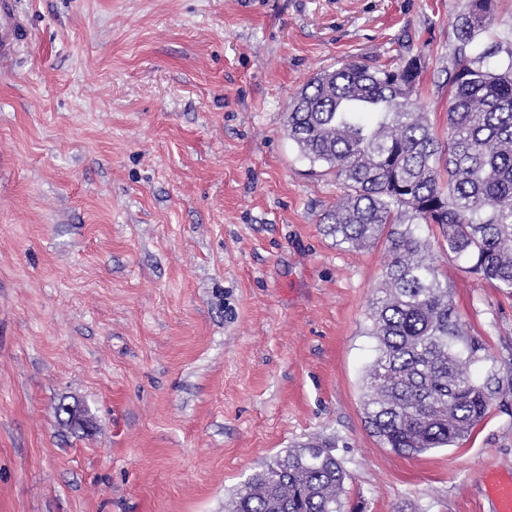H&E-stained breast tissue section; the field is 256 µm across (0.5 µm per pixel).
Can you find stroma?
Masks as SVG:
<instances>
[{
  "mask_svg": "<svg viewBox=\"0 0 512 512\" xmlns=\"http://www.w3.org/2000/svg\"><path fill=\"white\" fill-rule=\"evenodd\" d=\"M464 6L20 0L30 40L0 64V512H224L315 437L346 471L343 512H492L512 295L438 254L494 395L456 445L383 447L362 375L386 242L325 235L341 189L286 129L313 74L414 58L447 142Z\"/></svg>",
  "mask_w": 512,
  "mask_h": 512,
  "instance_id": "1",
  "label": "stroma"
}]
</instances>
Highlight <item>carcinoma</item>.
<instances>
[{
	"instance_id": "1",
	"label": "carcinoma",
	"mask_w": 512,
	"mask_h": 512,
	"mask_svg": "<svg viewBox=\"0 0 512 512\" xmlns=\"http://www.w3.org/2000/svg\"><path fill=\"white\" fill-rule=\"evenodd\" d=\"M494 10L495 0H467L453 26L444 147L418 109L415 59L393 69L350 60L311 76L288 104V137L342 185L324 231L352 248L387 234L363 399L372 433L401 454L454 445L489 405V386L473 377L485 347L464 330L421 225H437L449 253L512 293V50L491 63L478 43ZM333 448L282 451L228 512H341L346 472Z\"/></svg>"
}]
</instances>
